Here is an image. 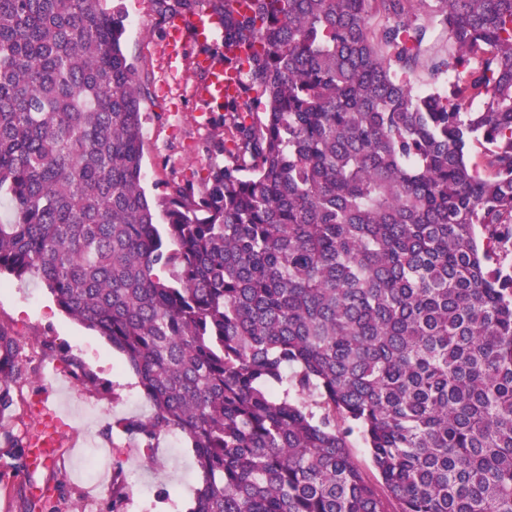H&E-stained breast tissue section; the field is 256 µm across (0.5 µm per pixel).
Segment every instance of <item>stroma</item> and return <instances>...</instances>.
<instances>
[{
    "mask_svg": "<svg viewBox=\"0 0 512 512\" xmlns=\"http://www.w3.org/2000/svg\"><path fill=\"white\" fill-rule=\"evenodd\" d=\"M126 15L125 50L148 91L143 130V186L149 198L168 193L176 182L199 183L215 161L212 144L230 130L223 106L200 95L202 80L193 45L177 72L167 67L164 0H120ZM0 328L15 336L33 381L15 386L14 404L0 415L12 436L22 438L38 424L41 406L61 418V445L55 462L34 472L0 458V512H29L31 485L52 483L60 512H110L112 464L136 475L129 512H185L199 484L185 438L165 434L153 450L134 447L117 420L147 417L149 402L134 388L123 356L103 337L61 311L51 294L33 282L0 276ZM84 368L96 377L85 384ZM153 465H146V457Z\"/></svg>",
    "mask_w": 512,
    "mask_h": 512,
    "instance_id": "obj_1",
    "label": "stroma"
}]
</instances>
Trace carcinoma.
<instances>
[{"mask_svg": "<svg viewBox=\"0 0 512 512\" xmlns=\"http://www.w3.org/2000/svg\"><path fill=\"white\" fill-rule=\"evenodd\" d=\"M210 10L236 133L152 201L125 15L0 0V273L124 355L153 413L118 426L188 440V512H512V0ZM27 376L0 330V415Z\"/></svg>", "mask_w": 512, "mask_h": 512, "instance_id": "obj_1", "label": "carcinoma"}]
</instances>
